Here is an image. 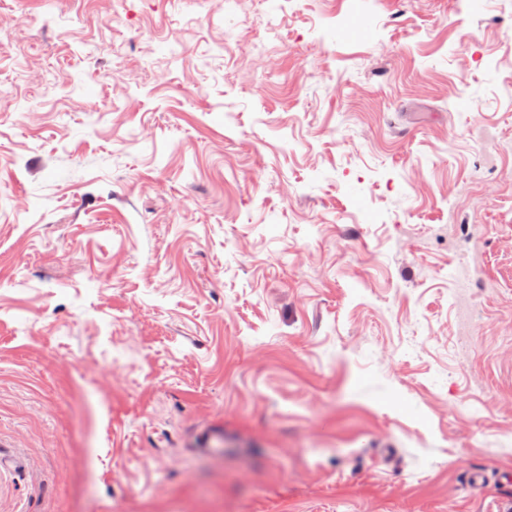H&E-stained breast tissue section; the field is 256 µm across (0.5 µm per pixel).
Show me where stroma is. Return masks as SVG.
<instances>
[{
    "mask_svg": "<svg viewBox=\"0 0 512 512\" xmlns=\"http://www.w3.org/2000/svg\"><path fill=\"white\" fill-rule=\"evenodd\" d=\"M0 452V512H512V0H0Z\"/></svg>",
    "mask_w": 512,
    "mask_h": 512,
    "instance_id": "35a3bbf8",
    "label": "stroma"
}]
</instances>
